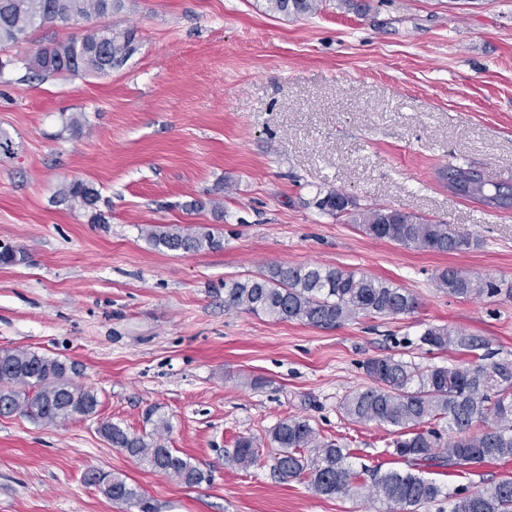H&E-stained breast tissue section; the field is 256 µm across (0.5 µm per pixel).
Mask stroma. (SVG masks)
I'll list each match as a JSON object with an SVG mask.
<instances>
[{
	"mask_svg": "<svg viewBox=\"0 0 512 512\" xmlns=\"http://www.w3.org/2000/svg\"><path fill=\"white\" fill-rule=\"evenodd\" d=\"M118 21L138 48L100 77L24 66L93 19L0 46V131L12 142L0 153V251L17 255L0 264V351L72 365L100 402L56 426L0 417V512H134L88 482L93 469L138 486L159 512H384L281 479L272 449L247 468L227 453L303 417L348 439L354 471H404L392 427L338 409L369 385L363 362L401 351L424 368L474 360L422 345L437 325L512 358V212L451 194L440 175L453 163L512 181V0H323L304 18L266 0H125ZM73 180L109 200L108 223L57 202ZM331 189L361 209L447 221L478 246L435 254L371 239L314 207ZM195 200L202 208L186 210ZM154 224L208 226L224 248L155 249ZM312 262L391 279L417 307L333 328L225 309L226 279ZM449 266L498 294L448 295L436 276ZM161 417L168 447L206 481L154 472L99 431L109 421L149 434ZM424 475L478 490L512 477V458Z\"/></svg>",
	"mask_w": 512,
	"mask_h": 512,
	"instance_id": "stroma-1",
	"label": "stroma"
}]
</instances>
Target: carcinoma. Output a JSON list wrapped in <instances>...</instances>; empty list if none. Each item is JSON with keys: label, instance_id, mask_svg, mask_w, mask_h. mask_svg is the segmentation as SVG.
I'll use <instances>...</instances> for the list:
<instances>
[{"label": "carcinoma", "instance_id": "1", "mask_svg": "<svg viewBox=\"0 0 512 512\" xmlns=\"http://www.w3.org/2000/svg\"><path fill=\"white\" fill-rule=\"evenodd\" d=\"M268 11L284 15H313L322 0H266ZM124 8V0H0V45L19 42L28 30L53 22L96 18L98 27L80 37L44 46L31 69L44 76L105 75L122 67L137 51L136 30L109 21ZM448 189L491 209L512 210V183L492 182L461 165L444 170ZM57 196L91 213L92 222L106 223L98 208L99 190L73 180L62 184ZM323 214L351 217L372 239L393 241L436 253H462L475 246L467 235L444 220L423 218L397 209L367 208L353 213L356 204L347 194L332 189L315 201ZM147 238L160 249L195 254L217 252L223 240L208 227L157 225ZM449 295L477 299L495 292V284L450 266L436 277ZM417 300L406 288L339 267L318 263L273 264L259 275L224 281V307L264 314L275 320H296L329 328L361 314L397 317L415 311ZM421 343L436 350L477 347L474 338L441 326H430ZM364 369L372 384L349 391L341 400L343 417L355 424L376 423L396 428L393 455L407 462V471L370 472L368 498L387 505V512H420L441 497L453 498L452 512H512V478L482 489L446 491L422 475L423 467L460 468L469 464L512 458V359L464 366L422 368L403 356L371 358ZM73 367L56 358L29 350L0 352V416L23 415L41 425H57L75 416L97 412L99 400L90 389L72 384ZM446 419L452 435L445 437L436 423ZM169 423H156L157 436L146 438L104 422L100 432L114 448L146 463L152 470L174 477L187 486L207 480L190 460L168 448L160 433ZM276 445L275 469L284 480L301 479L324 496H353L360 487L346 465V446L323 438L306 418H286L269 431ZM261 440L239 438L231 457L250 466L259 458ZM112 501L139 505L143 512H158L154 500L126 479L105 473L98 480Z\"/></svg>", "mask_w": 512, "mask_h": 512}]
</instances>
